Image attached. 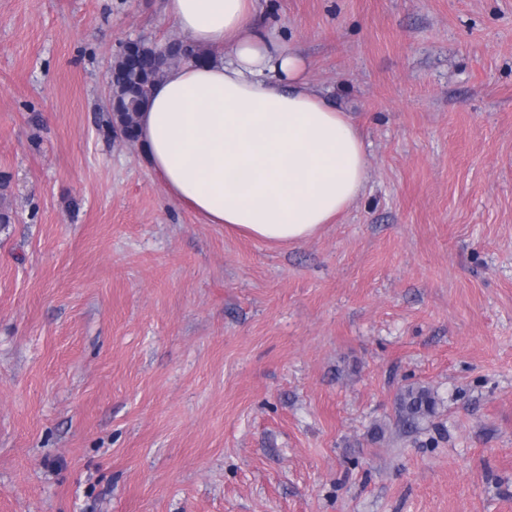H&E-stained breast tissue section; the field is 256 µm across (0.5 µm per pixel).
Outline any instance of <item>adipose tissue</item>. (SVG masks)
I'll list each match as a JSON object with an SVG mask.
<instances>
[{
	"label": "adipose tissue",
	"mask_w": 512,
	"mask_h": 512,
	"mask_svg": "<svg viewBox=\"0 0 512 512\" xmlns=\"http://www.w3.org/2000/svg\"><path fill=\"white\" fill-rule=\"evenodd\" d=\"M255 0H166L210 61L170 69L137 145L167 194L207 224L272 245L316 236L367 181L362 133L309 79L297 49L254 21Z\"/></svg>",
	"instance_id": "1"
}]
</instances>
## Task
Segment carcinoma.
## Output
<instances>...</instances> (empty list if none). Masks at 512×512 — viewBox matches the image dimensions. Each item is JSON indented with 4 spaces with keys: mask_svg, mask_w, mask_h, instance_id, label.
I'll list each match as a JSON object with an SVG mask.
<instances>
[{
    "mask_svg": "<svg viewBox=\"0 0 512 512\" xmlns=\"http://www.w3.org/2000/svg\"><path fill=\"white\" fill-rule=\"evenodd\" d=\"M156 50V43L143 40L133 45V57L118 55L114 58L107 75L112 96L128 101L135 92L141 99L151 95L156 80L161 76L154 64ZM396 403L399 422L408 429L416 428L421 421L432 416L437 407L434 394L424 386H410L402 390Z\"/></svg>",
    "mask_w": 512,
    "mask_h": 512,
    "instance_id": "cac0c4a2",
    "label": "carcinoma"
}]
</instances>
